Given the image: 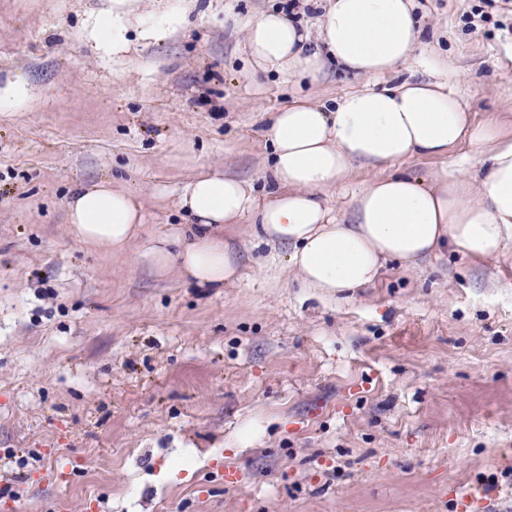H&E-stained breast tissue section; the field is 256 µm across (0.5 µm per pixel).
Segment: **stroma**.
Returning a JSON list of instances; mask_svg holds the SVG:
<instances>
[{
    "label": "stroma",
    "instance_id": "1",
    "mask_svg": "<svg viewBox=\"0 0 512 512\" xmlns=\"http://www.w3.org/2000/svg\"><path fill=\"white\" fill-rule=\"evenodd\" d=\"M284 2L136 0L112 52V0H0V94L26 90L0 109V512H512V250L328 295L244 220L238 280L205 293L70 229V192L110 177L165 233L197 174L260 180L274 112L358 86L252 73L245 23ZM414 4L512 135V0Z\"/></svg>",
    "mask_w": 512,
    "mask_h": 512
}]
</instances>
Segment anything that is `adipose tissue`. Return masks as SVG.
<instances>
[{
    "label": "adipose tissue",
    "instance_id": "obj_1",
    "mask_svg": "<svg viewBox=\"0 0 512 512\" xmlns=\"http://www.w3.org/2000/svg\"><path fill=\"white\" fill-rule=\"evenodd\" d=\"M307 3L322 10L313 36L275 8L247 22L253 72L314 81L334 65L362 83L333 105L298 98L274 114L266 132L270 191L260 197L245 181L197 175L178 200L188 224L146 236L135 196L103 179L65 201L81 244L117 255L133 245L156 276L220 288L239 274L224 227L246 218L255 239L288 247L305 287L331 294L372 285L390 260L413 265L445 248L478 259L506 253L512 137L500 119L473 123L447 60L422 47L413 0ZM462 145L466 153L451 158ZM417 157L450 164L423 178L403 168ZM359 164L390 172L355 187L349 177ZM329 191L347 198L348 209L329 205Z\"/></svg>",
    "mask_w": 512,
    "mask_h": 512
}]
</instances>
